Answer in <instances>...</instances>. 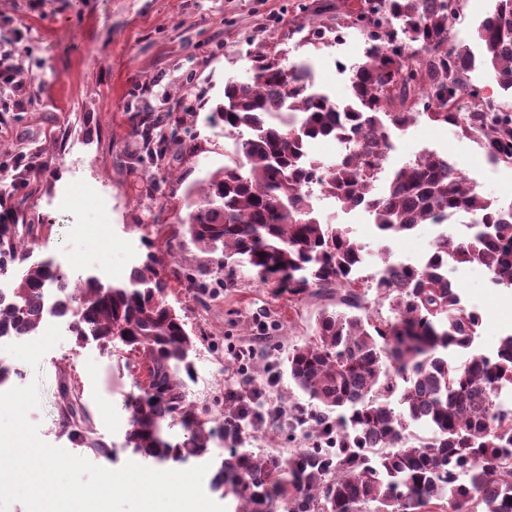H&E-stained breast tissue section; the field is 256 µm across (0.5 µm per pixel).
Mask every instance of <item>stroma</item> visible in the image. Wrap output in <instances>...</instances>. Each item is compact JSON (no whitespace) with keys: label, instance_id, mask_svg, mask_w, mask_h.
<instances>
[{"label":"stroma","instance_id":"stroma-1","mask_svg":"<svg viewBox=\"0 0 512 512\" xmlns=\"http://www.w3.org/2000/svg\"><path fill=\"white\" fill-rule=\"evenodd\" d=\"M360 0H0V51L13 54L27 76L20 106L0 112V177L12 181L18 161L34 173L12 189L7 202L16 223L31 239L28 263L51 255L62 259L70 281L91 275L121 282L152 251L164 256L167 300L196 338L193 374L182 393L199 421L213 429L203 461L206 495L222 502L212 481L225 453L224 402L228 391L260 390L243 422L238 445L254 452L288 453L310 447L301 430L269 428L271 410L304 408L308 399L288 373L293 346L308 341L322 310H335L327 297L292 296L241 269L228 281L218 254L201 251L182 228L186 190L223 167L233 139L210 118L224 99V84L245 78L257 59L289 63L310 59L315 81L336 98L348 94V74L337 61L355 63L367 45L357 29L336 23L337 14ZM323 37L308 38L311 27ZM166 116V136L179 152L157 159L156 143L135 137L143 114ZM393 170L425 150L456 163L501 203H512V168L492 165L478 145L451 127L419 119L393 131ZM317 206L348 225L368 251L367 272L380 262V246L392 259H420L435 236L433 225L381 243L363 209L347 213L326 199ZM464 306L482 318L476 348L489 353L499 336L512 332V290L494 286L478 266L450 269ZM253 347V361L237 362L239 349ZM22 365L23 378L1 387L37 385L39 404L29 420L46 443L116 470L138 456L122 450L129 427L124 408L146 369L136 357L77 342L71 331L39 337L26 347L0 344V367ZM76 388L94 438L113 453L74 442L58 417L62 380Z\"/></svg>","mask_w":512,"mask_h":512}]
</instances>
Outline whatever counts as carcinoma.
<instances>
[{
	"label": "carcinoma",
	"mask_w": 512,
	"mask_h": 512,
	"mask_svg": "<svg viewBox=\"0 0 512 512\" xmlns=\"http://www.w3.org/2000/svg\"><path fill=\"white\" fill-rule=\"evenodd\" d=\"M490 2L474 33L477 56L453 36L448 0H364L347 18L369 48L344 101L312 90L307 60L262 61L248 79L224 84L215 117L234 138V154L204 179L183 226L203 251L222 254L228 280L244 267L282 292L334 295L342 307L322 312L311 339L288 353L290 377L311 403L294 421L319 443L286 455L230 449L213 479L230 512H512V333L492 353L477 351L480 316L461 304L448 276L452 264L478 265L494 285L512 286V204L479 191L435 151L382 177L390 129L421 117L512 168V112L488 111L468 79L479 63L512 91V0ZM395 20L414 46L406 58L393 51L397 33L386 31ZM326 138L346 146L333 162L310 151ZM316 191L344 211L364 207L383 240L450 215L466 216L472 229L464 239L439 231L420 264L397 265L384 248L382 268L365 276V245L347 225L314 213ZM26 248L16 225L0 224V270ZM161 270L150 251L127 281L89 276L77 297L62 292L61 306L77 340L120 344L146 364V383L125 400L126 447L179 462L205 456L213 432L183 409L181 374L192 375L196 342L166 301ZM50 284L64 289L69 279L51 261L28 266L0 324L36 332L40 290ZM372 289L394 317L369 313ZM60 397L72 437L106 452L70 384ZM179 410L189 435L172 443L162 421Z\"/></svg>",
	"instance_id": "1"
}]
</instances>
